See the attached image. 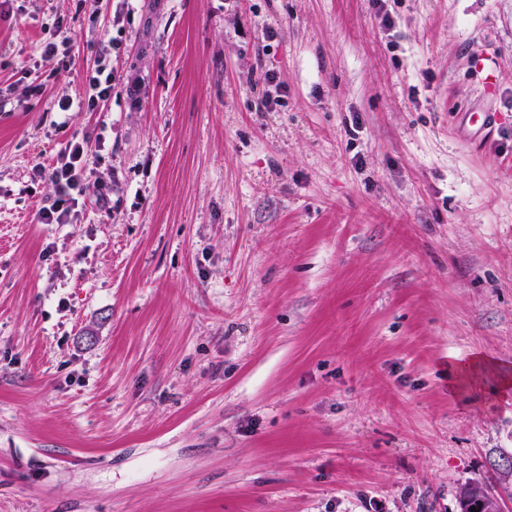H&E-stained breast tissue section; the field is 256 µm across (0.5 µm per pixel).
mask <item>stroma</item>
Segmentation results:
<instances>
[{"mask_svg": "<svg viewBox=\"0 0 512 512\" xmlns=\"http://www.w3.org/2000/svg\"><path fill=\"white\" fill-rule=\"evenodd\" d=\"M476 350L512 365V0H0V512H460L512 455ZM112 75L110 60L106 55L95 59L93 73L88 79V93L79 108H85L88 112H98L106 107L112 97ZM84 139L71 140L61 152L56 166L52 168L51 179L58 188V196L43 205L38 213L39 223L42 224H69L74 217L75 206L81 194V185L84 176L82 159L85 153ZM453 372L454 387L465 389L474 385L479 378L488 371L497 375L498 395L506 399L512 396V368L483 352H474L465 362L454 363L449 366Z\"/></svg>", "mask_w": 512, "mask_h": 512, "instance_id": "35a3bbf8", "label": "stroma"}]
</instances>
